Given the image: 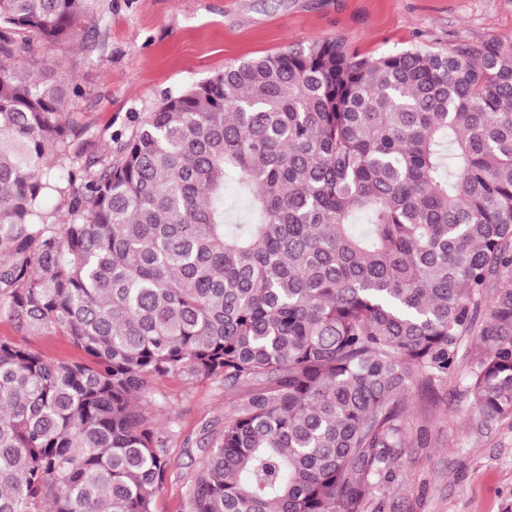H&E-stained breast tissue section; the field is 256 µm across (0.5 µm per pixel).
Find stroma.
Instances as JSON below:
<instances>
[{"instance_id":"1","label":"stroma","mask_w":512,"mask_h":512,"mask_svg":"<svg viewBox=\"0 0 512 512\" xmlns=\"http://www.w3.org/2000/svg\"><path fill=\"white\" fill-rule=\"evenodd\" d=\"M343 38L350 51L379 56L420 47L512 39V0H92L83 28L50 45L18 34L23 64L56 61L73 92L72 122L98 153L130 139L168 96L224 67L313 41ZM96 42L87 52L86 42ZM0 336L72 360L63 335L30 336L0 322ZM485 345L465 340L447 383L405 394L407 443L366 512H512V421L483 423L470 375ZM249 390L188 372L152 384L141 406L169 462L155 512H188L192 477L225 414Z\"/></svg>"}]
</instances>
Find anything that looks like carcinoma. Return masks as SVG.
I'll use <instances>...</instances> for the list:
<instances>
[{
  "label": "carcinoma",
  "instance_id": "1",
  "mask_svg": "<svg viewBox=\"0 0 512 512\" xmlns=\"http://www.w3.org/2000/svg\"><path fill=\"white\" fill-rule=\"evenodd\" d=\"M89 2L0 0V319L83 352L0 337V512H153L168 463L138 402L183 371L252 387L190 512H365L403 395L467 336L479 415L512 421V40L314 41L166 98L100 156L60 65L20 66L7 35L68 41ZM0 336L12 339L28 347L43 352L46 356L60 359H81L83 354L70 340L61 334L47 333L45 335L30 336L19 331L13 324L0 322Z\"/></svg>",
  "mask_w": 512,
  "mask_h": 512
}]
</instances>
